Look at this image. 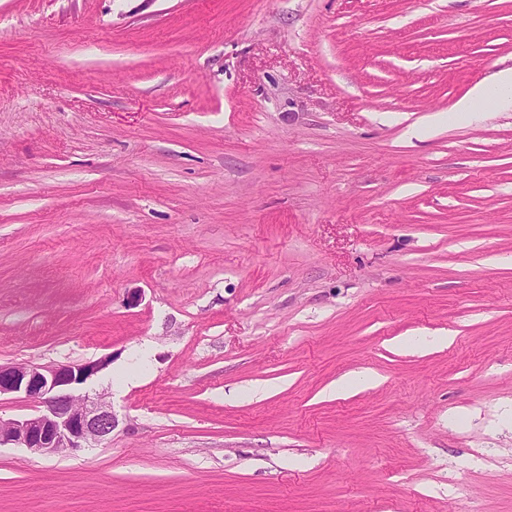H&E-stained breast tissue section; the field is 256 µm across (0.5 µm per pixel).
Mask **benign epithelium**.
<instances>
[{
  "mask_svg": "<svg viewBox=\"0 0 512 512\" xmlns=\"http://www.w3.org/2000/svg\"><path fill=\"white\" fill-rule=\"evenodd\" d=\"M106 366L99 359L83 363L0 365V396L21 394L36 413L0 418V446L11 444L35 454L72 453L106 439L117 420L102 393H81Z\"/></svg>",
  "mask_w": 512,
  "mask_h": 512,
  "instance_id": "benign-epithelium-1",
  "label": "benign epithelium"
}]
</instances>
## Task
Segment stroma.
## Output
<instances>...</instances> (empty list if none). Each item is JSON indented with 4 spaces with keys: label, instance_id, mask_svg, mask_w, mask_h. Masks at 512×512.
Returning <instances> with one entry per match:
<instances>
[{
    "label": "stroma",
    "instance_id": "stroma-1",
    "mask_svg": "<svg viewBox=\"0 0 512 512\" xmlns=\"http://www.w3.org/2000/svg\"><path fill=\"white\" fill-rule=\"evenodd\" d=\"M504 70L512 0H0V363L118 420L0 512H512ZM477 96L490 101L493 106L512 107V71L503 72L493 84L476 89L469 97L459 102L457 110L475 118L477 114L471 101Z\"/></svg>",
    "mask_w": 512,
    "mask_h": 512
}]
</instances>
